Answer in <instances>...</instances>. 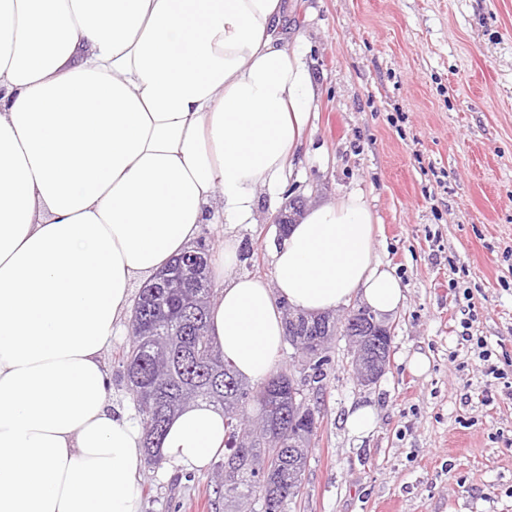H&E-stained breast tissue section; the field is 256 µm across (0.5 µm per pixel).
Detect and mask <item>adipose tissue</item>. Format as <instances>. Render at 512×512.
<instances>
[{"label":"adipose tissue","mask_w":512,"mask_h":512,"mask_svg":"<svg viewBox=\"0 0 512 512\" xmlns=\"http://www.w3.org/2000/svg\"><path fill=\"white\" fill-rule=\"evenodd\" d=\"M283 0H0V512H142L143 434L109 404L104 350L136 280L204 224H250L309 127L312 80L279 45ZM360 197L309 206L271 253L273 280L235 270L225 236L209 334L263 382L285 310L404 293L372 247ZM224 414L171 421L169 462L224 451Z\"/></svg>","instance_id":"obj_1"}]
</instances>
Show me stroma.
<instances>
[{
    "label": "stroma",
    "mask_w": 512,
    "mask_h": 512,
    "mask_svg": "<svg viewBox=\"0 0 512 512\" xmlns=\"http://www.w3.org/2000/svg\"><path fill=\"white\" fill-rule=\"evenodd\" d=\"M284 46L316 93L285 190L232 228L245 275L272 279L273 217L350 195L399 278L391 360L358 385L335 336L302 494L286 512H512V399L462 330L512 357V0H286ZM429 368L415 374L414 354ZM372 406L364 438L350 407ZM143 512H224L211 468L140 465ZM345 425L352 436L365 437L376 426V414L369 405L351 407L346 416Z\"/></svg>",
    "instance_id": "35a3bbf8"
}]
</instances>
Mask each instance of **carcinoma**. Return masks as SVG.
<instances>
[{
    "instance_id": "cac0c4a2",
    "label": "carcinoma",
    "mask_w": 512,
    "mask_h": 512,
    "mask_svg": "<svg viewBox=\"0 0 512 512\" xmlns=\"http://www.w3.org/2000/svg\"><path fill=\"white\" fill-rule=\"evenodd\" d=\"M211 288L139 289L140 322L122 353L128 390L139 408L144 435V461L154 467L164 457L153 444L162 439L174 413L199 401L224 409L228 436L224 464L217 478L224 486L227 512H253L263 501L265 512H283L284 503L300 495L308 445L318 425L302 399L288 390V372L280 371L253 388L240 379L230 362L214 350L207 334ZM319 340V356L309 364L313 383L323 381L328 363L326 343L344 326L309 318ZM256 414L247 416V407Z\"/></svg>"
}]
</instances>
